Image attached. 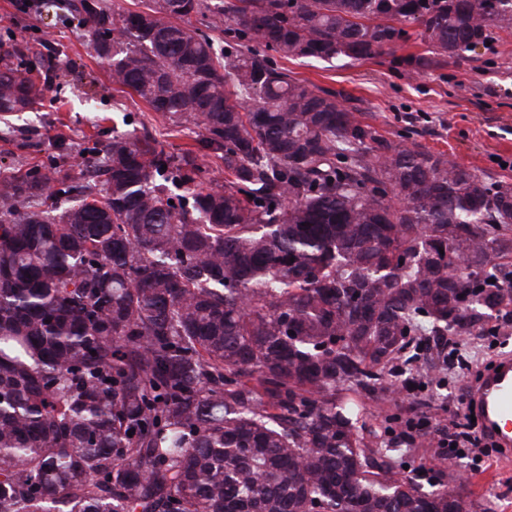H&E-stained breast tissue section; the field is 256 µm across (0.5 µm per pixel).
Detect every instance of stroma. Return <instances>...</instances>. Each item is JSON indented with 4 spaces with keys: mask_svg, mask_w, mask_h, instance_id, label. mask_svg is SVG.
Wrapping results in <instances>:
<instances>
[{
    "mask_svg": "<svg viewBox=\"0 0 512 512\" xmlns=\"http://www.w3.org/2000/svg\"><path fill=\"white\" fill-rule=\"evenodd\" d=\"M409 38L396 52L374 60L352 61L342 67L294 61L290 73L343 95L347 106L393 139L445 153L448 158L490 178H512V34L498 33L472 59L414 69L405 58L425 53L419 29L407 28ZM0 43L8 48L30 44L44 56L48 90L35 111L0 125V177L19 168L57 164L75 169L87 147L113 134L150 132L170 154L193 150L201 155L197 186L224 179V164L203 151L193 128L176 129L150 111L137 97L112 85L87 44L85 31L52 16L17 11L14 0H0ZM471 376L444 374L443 386L401 392L381 403L366 402L370 429L385 428L387 416L398 415L430 430L448 426V405L466 389ZM391 458L416 478L434 471L437 480L459 473L475 498L495 505V512H512V465L501 466L489 456L471 467L448 464L433 444H404L390 437Z\"/></svg>",
    "mask_w": 512,
    "mask_h": 512,
    "instance_id": "1",
    "label": "stroma"
}]
</instances>
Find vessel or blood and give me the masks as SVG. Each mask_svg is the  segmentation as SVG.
Returning <instances> with one entry per match:
<instances>
[{
    "label": "vessel or blood",
    "mask_w": 512,
    "mask_h": 512,
    "mask_svg": "<svg viewBox=\"0 0 512 512\" xmlns=\"http://www.w3.org/2000/svg\"><path fill=\"white\" fill-rule=\"evenodd\" d=\"M471 399L485 433L500 450L502 460H512V356H497L492 366L475 380Z\"/></svg>",
    "instance_id": "b4317fda"
}]
</instances>
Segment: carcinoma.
Here are the masks:
<instances>
[{
	"mask_svg": "<svg viewBox=\"0 0 512 512\" xmlns=\"http://www.w3.org/2000/svg\"><path fill=\"white\" fill-rule=\"evenodd\" d=\"M221 154L116 134L0 179V512H492L366 429L430 338L512 320V180L384 136L278 61H461L512 0H41ZM200 26H195L194 22ZM257 42L277 58L252 46ZM0 70V122L44 96ZM182 188L175 193L172 188Z\"/></svg>",
	"mask_w": 512,
	"mask_h": 512,
	"instance_id": "1",
	"label": "carcinoma"
}]
</instances>
